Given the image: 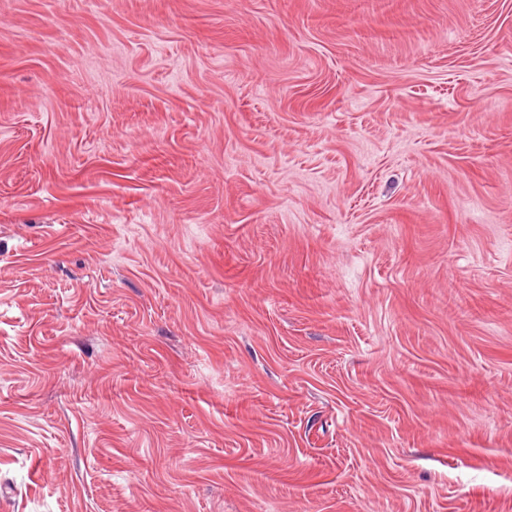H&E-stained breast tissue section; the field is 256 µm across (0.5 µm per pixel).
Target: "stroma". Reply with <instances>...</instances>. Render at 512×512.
Returning a JSON list of instances; mask_svg holds the SVG:
<instances>
[{"instance_id": "stroma-1", "label": "stroma", "mask_w": 512, "mask_h": 512, "mask_svg": "<svg viewBox=\"0 0 512 512\" xmlns=\"http://www.w3.org/2000/svg\"><path fill=\"white\" fill-rule=\"evenodd\" d=\"M0 512H512V0H0Z\"/></svg>"}]
</instances>
